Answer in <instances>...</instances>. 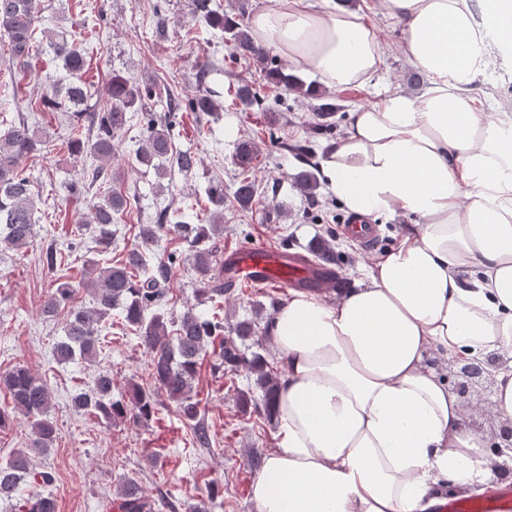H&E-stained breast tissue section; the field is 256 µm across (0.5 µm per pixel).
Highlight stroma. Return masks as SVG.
I'll return each mask as SVG.
<instances>
[{
	"instance_id": "35a3bbf8",
	"label": "stroma",
	"mask_w": 512,
	"mask_h": 512,
	"mask_svg": "<svg viewBox=\"0 0 512 512\" xmlns=\"http://www.w3.org/2000/svg\"><path fill=\"white\" fill-rule=\"evenodd\" d=\"M192 4L193 0H41L32 75L17 87L12 80L19 67L8 38L0 36V124L4 126L25 111L29 100L43 95L47 76L62 75L60 62L45 50L46 32L60 26L75 36L87 57L88 105L106 100L116 73L153 88L145 109L157 115L165 112L168 93H179L187 100L203 85L215 92L219 104L218 111L210 114L186 108L178 114L173 142L199 160L188 174L161 177L138 161L136 150L148 134L142 117H133L115 135L112 168L120 174L116 187L127 196L128 207L115 225L111 252L100 256L94 253L91 230L81 225L80 219L102 191L93 185L77 199L67 190L68 184L85 178L91 159L68 150L66 113L37 112L28 117L29 124L45 129L48 139L46 149L25 163L35 191L36 236L20 250L0 247V372L26 366L51 392V415L59 437L47 452L33 453L32 458L37 469L54 476L50 491L57 512H110L116 485L125 475L139 480L150 512H191L203 502L208 503L210 512H255L250 499L256 472L252 457L267 455L276 439L275 424L264 412L240 405V393L252 389L247 368H221L218 353L212 350L200 366L196 383L200 419L210 430L212 444L207 448L196 444L176 403L155 391L150 358L120 316L103 323L106 348L95 361L57 363L52 347L63 334L66 315L48 316L41 309L56 279L79 281L88 257H98L104 265L122 260L139 245L141 226L156 223L163 213L167 229L146 257L154 263L170 251L179 252L180 264L164 306L169 319H179L196 305L198 284L189 245L177 224L182 220L209 222L214 207L207 189L217 182L223 183L225 195L224 233L217 237V247L266 244L308 258L311 244L325 239L333 245L337 272L349 284L360 277L372 257L392 245L406 222L400 214L378 216L374 221L378 239L366 248L347 239L343 232L346 212L326 184H319L312 200L293 187V177L299 171L320 174L325 144L344 133L355 106L375 101V86L332 90L334 130L329 134L319 131L318 98L289 94L268 77L270 70L285 68V61L272 53L261 63L236 57L219 32L195 20ZM380 37L388 48L381 80L410 94H421L423 85L409 81L414 68L396 46L397 31L381 23ZM206 56L215 58L222 71L202 82L197 62ZM498 59L506 63V70L488 66L479 96L484 108L512 113V54H499ZM242 80L257 92L260 105L246 110L237 105L235 88ZM242 135L261 145L250 168L260 197L249 210L240 209L232 198L241 173L234 161V143ZM280 205L287 209V218L278 216ZM75 239L81 240L82 246L74 252L67 270L49 269L43 260L46 248ZM287 297V292L278 288L237 287L225 294L219 311L229 338L234 337L238 322L258 318L260 340L245 341L244 346L258 349L273 370L278 362L266 327L277 305ZM104 370L112 373L113 398L125 397L136 385L154 390V415L143 421L128 417L107 425L76 411L72 396L90 386ZM212 485L223 491L213 502L208 499Z\"/></svg>"
}]
</instances>
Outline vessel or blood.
Masks as SVG:
<instances>
[{
	"instance_id": "obj_1",
	"label": "vessel or blood",
	"mask_w": 512,
	"mask_h": 512,
	"mask_svg": "<svg viewBox=\"0 0 512 512\" xmlns=\"http://www.w3.org/2000/svg\"><path fill=\"white\" fill-rule=\"evenodd\" d=\"M224 266L234 282L241 285L316 288L323 293L344 285L330 261L304 263L288 252L266 245L225 250Z\"/></svg>"
}]
</instances>
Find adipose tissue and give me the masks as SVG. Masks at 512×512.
Instances as JSON below:
<instances>
[{
  "label": "adipose tissue",
  "instance_id": "1",
  "mask_svg": "<svg viewBox=\"0 0 512 512\" xmlns=\"http://www.w3.org/2000/svg\"><path fill=\"white\" fill-rule=\"evenodd\" d=\"M363 2L270 0L252 19L262 47L334 89L378 75L389 22L429 80L419 97L385 85L326 145L321 172L348 213L411 221L356 287L332 302L292 290L274 314L277 446L250 485L256 512H441L512 467L429 363L505 357L491 403L512 422V113L478 98L487 36L512 49V0Z\"/></svg>",
  "mask_w": 512,
  "mask_h": 512
}]
</instances>
